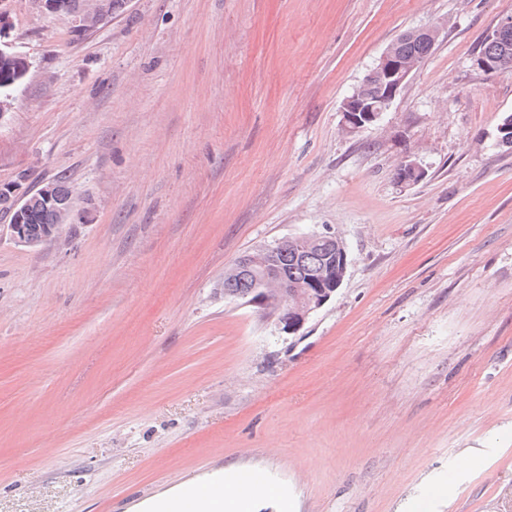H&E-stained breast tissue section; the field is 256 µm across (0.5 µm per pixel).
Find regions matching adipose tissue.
Returning a JSON list of instances; mask_svg holds the SVG:
<instances>
[{"label":"adipose tissue","instance_id":"adipose-tissue-1","mask_svg":"<svg viewBox=\"0 0 512 512\" xmlns=\"http://www.w3.org/2000/svg\"><path fill=\"white\" fill-rule=\"evenodd\" d=\"M277 488L263 477L245 479L235 476L224 485V497L215 500L209 497L205 487L195 486L180 498L162 504V512H184L185 504H192V512H248L250 505L259 498L276 496Z\"/></svg>","mask_w":512,"mask_h":512}]
</instances>
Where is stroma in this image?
<instances>
[{"mask_svg":"<svg viewBox=\"0 0 512 512\" xmlns=\"http://www.w3.org/2000/svg\"><path fill=\"white\" fill-rule=\"evenodd\" d=\"M512 0H125L91 32L0 0V186L66 178L60 234L0 238V512H153L252 469V512H512ZM440 28L381 120L340 106ZM428 172L395 181L403 156ZM330 231L293 336L224 297L255 247Z\"/></svg>","mask_w":512,"mask_h":512,"instance_id":"1","label":"stroma"}]
</instances>
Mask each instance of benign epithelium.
<instances>
[{"instance_id":"benign-epithelium-1","label":"benign epithelium","mask_w":512,"mask_h":512,"mask_svg":"<svg viewBox=\"0 0 512 512\" xmlns=\"http://www.w3.org/2000/svg\"><path fill=\"white\" fill-rule=\"evenodd\" d=\"M65 10L76 14L82 29L92 30L112 17V0H68ZM511 35L512 14L501 18L488 34V40L501 41ZM476 65L486 73L509 70L505 58L484 54L477 56ZM22 67V62L0 50V88L13 85ZM412 73L413 69L407 66L393 47H388L367 75L378 86L375 97H364L355 91L342 102L345 130L354 133L378 122ZM399 168L408 174L406 178H399L402 184H415L427 176L423 166L409 155L402 157ZM0 195L12 203V219L7 225L10 237L27 247H36L45 241L43 237H29L23 227L31 197H37L53 211V230L56 232L60 231L71 209V195H60L51 183L42 186L34 195L26 193L18 198L14 187H0ZM319 245L337 254L338 259L316 265L304 281L285 284L279 269L280 257L288 253L294 261L302 263L307 260L311 249ZM347 267L348 254L340 236L330 232L311 233L285 237L256 248L254 253L244 254L225 270L224 279L230 283L253 281L257 296L249 301V305L263 308L275 319L281 332L295 335L310 316L324 307L336 293L344 280Z\"/></svg>"}]
</instances>
